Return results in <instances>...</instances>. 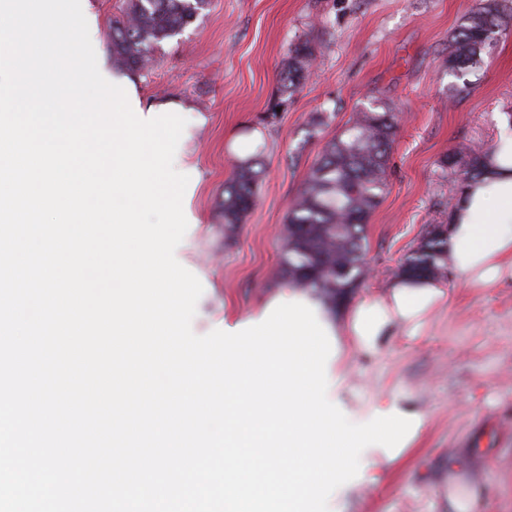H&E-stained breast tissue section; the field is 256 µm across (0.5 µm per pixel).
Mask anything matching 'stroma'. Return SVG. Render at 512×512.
Wrapping results in <instances>:
<instances>
[{"label":"stroma","mask_w":512,"mask_h":512,"mask_svg":"<svg viewBox=\"0 0 512 512\" xmlns=\"http://www.w3.org/2000/svg\"><path fill=\"white\" fill-rule=\"evenodd\" d=\"M122 4L81 0L101 74L134 83L143 102L192 105L181 165L196 222L177 256L203 285L196 334L246 324L287 294L271 281L280 231L322 137L339 132L363 103L396 107L401 130L390 149L387 192L367 226V274L331 318L340 332L330 399L357 424L392 400L421 412L424 424L394 459L364 449L355 487L333 492L329 510L448 512L454 481L474 487L475 512H512V278L474 288L447 270L449 296L417 333L393 328L370 351L342 327L351 307L386 294L430 225L447 223L461 180L441 168V158L494 143L503 131L502 118L512 113V13L458 91L446 73L448 45L471 0H209L194 24L162 43L145 77L112 69L106 35ZM301 40L314 47L317 65L275 123L264 124L289 49ZM319 112L332 121L312 138ZM256 152L266 167L258 202L228 243L224 181L236 159Z\"/></svg>","instance_id":"stroma-1"}]
</instances>
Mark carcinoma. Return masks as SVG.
<instances>
[{
    "instance_id": "1",
    "label": "carcinoma",
    "mask_w": 512,
    "mask_h": 512,
    "mask_svg": "<svg viewBox=\"0 0 512 512\" xmlns=\"http://www.w3.org/2000/svg\"><path fill=\"white\" fill-rule=\"evenodd\" d=\"M208 0H124L121 19L107 35L112 69L148 73L165 40L197 20ZM509 0H474L451 39L448 73L461 78L479 69L499 40L501 15ZM317 59L308 41L293 44L282 73L280 100L292 95ZM399 113L386 103L354 112L345 127L327 139L317 162L288 208L279 264L272 279L314 294L329 311L351 298L365 276L366 227L387 190L389 150L399 130ZM495 146H478L465 157H443L444 169H460L467 185L486 174ZM257 155L239 158L224 182V240H233L255 207L264 175ZM444 236L429 230L405 258L404 277L436 278L448 265Z\"/></svg>"
}]
</instances>
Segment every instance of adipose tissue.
Listing matches in <instances>:
<instances>
[{"mask_svg": "<svg viewBox=\"0 0 512 512\" xmlns=\"http://www.w3.org/2000/svg\"><path fill=\"white\" fill-rule=\"evenodd\" d=\"M499 140L502 149L488 159L487 179L464 189L447 238L453 268L485 288L512 276V132ZM446 297L439 280L398 279L382 298L356 306L347 328L360 347L371 349L395 326L418 330L425 313Z\"/></svg>", "mask_w": 512, "mask_h": 512, "instance_id": "1", "label": "adipose tissue"}]
</instances>
